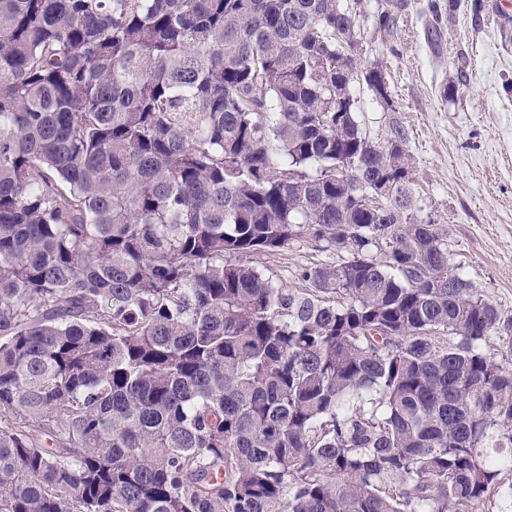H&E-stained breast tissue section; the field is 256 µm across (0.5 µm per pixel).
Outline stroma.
Masks as SVG:
<instances>
[{"label":"stroma","mask_w":512,"mask_h":512,"mask_svg":"<svg viewBox=\"0 0 512 512\" xmlns=\"http://www.w3.org/2000/svg\"><path fill=\"white\" fill-rule=\"evenodd\" d=\"M427 3L408 0L395 37L366 29L361 57L386 70L393 108L364 90L359 119L380 145L404 131L414 186L448 227L452 263L512 318V0H459L435 46L425 36ZM452 76L458 92L448 100ZM328 258L305 236L251 262L295 288L300 267Z\"/></svg>","instance_id":"1"}]
</instances>
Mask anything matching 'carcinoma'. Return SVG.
I'll return each instance as SVG.
<instances>
[{
    "instance_id": "carcinoma-1",
    "label": "carcinoma",
    "mask_w": 512,
    "mask_h": 512,
    "mask_svg": "<svg viewBox=\"0 0 512 512\" xmlns=\"http://www.w3.org/2000/svg\"><path fill=\"white\" fill-rule=\"evenodd\" d=\"M406 0H0V512H466L512 319L358 120ZM428 41L445 8L427 5ZM340 256L285 288L248 257ZM44 437L51 447L42 446ZM510 334L512 331H508V336L501 332L499 336H491L489 342L485 346V349L491 355H494L500 362L505 366L512 368V346L510 350Z\"/></svg>"
}]
</instances>
